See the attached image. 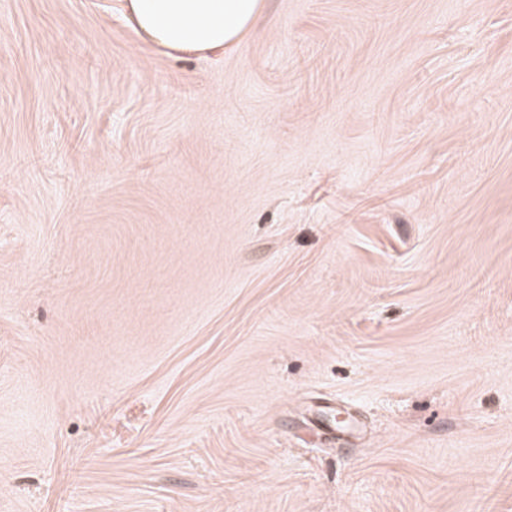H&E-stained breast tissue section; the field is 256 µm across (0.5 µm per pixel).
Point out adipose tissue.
Segmentation results:
<instances>
[{
	"label": "adipose tissue",
	"instance_id": "1",
	"mask_svg": "<svg viewBox=\"0 0 512 512\" xmlns=\"http://www.w3.org/2000/svg\"><path fill=\"white\" fill-rule=\"evenodd\" d=\"M144 37L171 53H205L239 43L263 0H126Z\"/></svg>",
	"mask_w": 512,
	"mask_h": 512
}]
</instances>
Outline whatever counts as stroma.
<instances>
[{
	"label": "stroma",
	"mask_w": 512,
	"mask_h": 512,
	"mask_svg": "<svg viewBox=\"0 0 512 512\" xmlns=\"http://www.w3.org/2000/svg\"><path fill=\"white\" fill-rule=\"evenodd\" d=\"M0 512H512V0H0ZM144 37L170 53H205L239 43L263 9L262 0H126Z\"/></svg>",
	"instance_id": "1"
}]
</instances>
